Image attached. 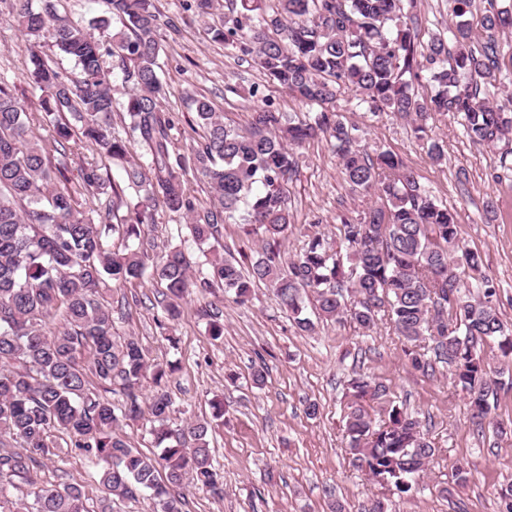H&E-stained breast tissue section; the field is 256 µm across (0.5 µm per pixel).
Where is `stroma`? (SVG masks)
Instances as JSON below:
<instances>
[{"mask_svg": "<svg viewBox=\"0 0 512 512\" xmlns=\"http://www.w3.org/2000/svg\"><path fill=\"white\" fill-rule=\"evenodd\" d=\"M9 3L0 0V81L36 113L41 93L26 79L32 53L9 15ZM154 5L169 22L161 31L160 64L163 111L173 124L176 150L187 152L201 135L190 108L193 96L211 100L225 122L240 126L256 105L250 91L257 84L281 111L308 112V105L268 83L240 53L212 38L210 26L224 19L222 0L207 19L188 10L186 0H154ZM336 109L356 128L363 145L397 153L419 182L456 212L459 244L481 255L483 274L500 288L501 316L512 324V170L501 166L500 148L473 144L460 116L434 114L428 127L443 140L447 154L446 163L438 165L406 121L365 112L350 92L340 96ZM29 131L46 145L51 164L66 166L69 177H76L81 165L97 162L110 179H118V169L91 145L74 138L60 151L52 128L34 120ZM299 154V172L288 187L295 230L280 247L287 259L300 252L311 232L338 238L340 215L358 204L329 140L307 143ZM186 234L183 215L158 210L146 232L150 261L159 260ZM259 248L258 236H245L238 225L224 224L216 242L195 250L194 262L201 269L213 254L238 258ZM159 290L148 280L128 283L113 287L109 300L114 335L137 337L149 363L176 367L168 381L174 401L171 425L190 418L213 421L211 448L224 476V495L217 498L187 486L184 512H331L336 504L342 512H361L380 497L381 487L353 468L345 452L347 384L358 372L370 373L403 401L439 450L419 493L395 501V512H499L497 490L512 482V435L476 425L466 395L453 390L446 366H437L432 374L413 369L389 325L365 333L346 321L319 320L312 333H302L260 284L253 301L242 306L229 294L192 291L181 302L178 320L163 329V312L156 303ZM213 306L224 318V336L218 340L209 336L204 314ZM261 362L267 376L257 389L251 373ZM215 398L224 401V416L217 421L210 406ZM311 401L320 408L313 419L304 413ZM54 441L61 454L34 470L35 482H79L90 512H96L103 496L97 458L74 448L66 435L55 434ZM452 460L471 471L473 479L466 487H455L448 469Z\"/></svg>", "mask_w": 512, "mask_h": 512, "instance_id": "obj_1", "label": "stroma"}]
</instances>
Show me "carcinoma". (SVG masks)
Wrapping results in <instances>:
<instances>
[{"instance_id": "1", "label": "carcinoma", "mask_w": 512, "mask_h": 512, "mask_svg": "<svg viewBox=\"0 0 512 512\" xmlns=\"http://www.w3.org/2000/svg\"><path fill=\"white\" fill-rule=\"evenodd\" d=\"M227 2L231 11L224 25L210 27L213 38L316 111L292 116L255 87L251 96L260 97V105L248 126L238 128L224 124L208 99L193 97L195 122L206 134L185 156L173 150L170 121L161 115L164 22L153 0H104L105 15L87 24L60 16L56 0H43L39 11L30 0H13V19L31 49L27 79L42 92V123L53 126L62 148L75 136L92 144L122 178L115 182L89 163L80 168L76 189L56 186L45 147L29 136L24 104L0 84V512H91L77 483L42 485L27 504L13 498L17 483H31L32 471L52 460L55 432L101 457L100 482L112 496L142 488L159 512H182L188 484L223 496L224 476L210 447L212 421L169 427L174 401L166 382L173 365L154 366L155 390L141 399L146 353L138 338L119 341L112 333L104 297L112 284L145 278L160 284L170 322L192 288H222L245 305L257 282L272 289L302 333L315 328L305 313L309 295L320 319L369 330L385 317L406 342L414 369L427 372L432 358L439 359L467 395L472 418L481 422L495 410L502 375L512 370V329L500 317L497 284L478 275L477 253L460 248L455 214L399 156L361 148L336 101L350 91L373 115L411 122L436 164L446 154L427 131L433 112L461 115L476 144L508 140L512 96L494 103L487 92L500 69L496 34L512 30V10L492 9L477 20L476 0H448L452 25L421 49L413 34L417 0H277L271 11L263 0ZM47 34L74 61V75H62L37 53ZM105 51L126 89V138L112 126ZM423 83L427 97L417 93ZM321 134L333 138L351 190L376 201L339 216V246L315 232L287 261L277 246L293 228L286 188L299 162L292 146ZM190 170L208 180L214 195L201 215L183 189ZM81 195L112 199L99 223L87 218ZM159 206L192 215L189 230L199 246L215 238L221 224H240L247 235L259 231L265 245L246 267L212 260L196 282L180 246L147 263L141 240ZM110 234L125 241L123 251L104 248ZM59 310L62 330L45 334L44 319ZM489 341L500 353L497 370L484 353ZM117 381L123 401L116 405L97 390L110 392ZM347 390L343 422L352 464L392 497L414 496L416 479L438 449L376 378L358 373ZM145 413L160 449L153 457L120 432Z\"/></svg>"}]
</instances>
